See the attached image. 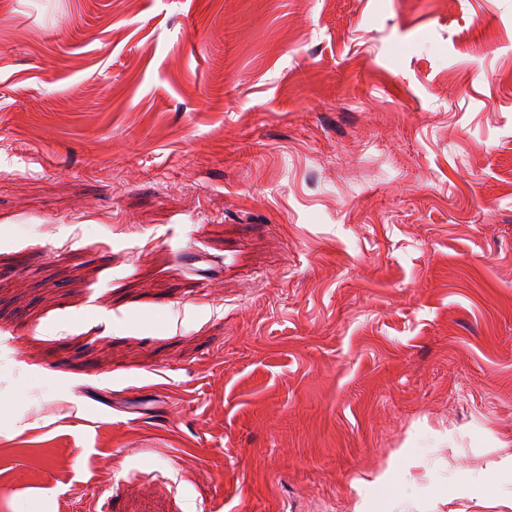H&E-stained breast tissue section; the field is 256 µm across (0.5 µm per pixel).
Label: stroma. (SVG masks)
<instances>
[{"instance_id":"stroma-1","label":"stroma","mask_w":512,"mask_h":512,"mask_svg":"<svg viewBox=\"0 0 512 512\" xmlns=\"http://www.w3.org/2000/svg\"><path fill=\"white\" fill-rule=\"evenodd\" d=\"M512 494V0H0V512Z\"/></svg>"}]
</instances>
